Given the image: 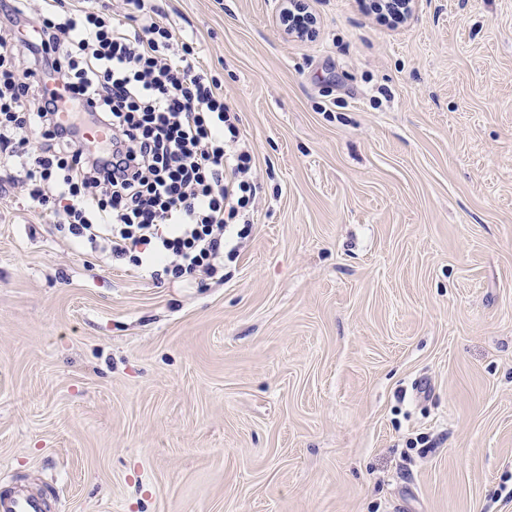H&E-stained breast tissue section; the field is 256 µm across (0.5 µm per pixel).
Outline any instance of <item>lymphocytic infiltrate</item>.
Here are the masks:
<instances>
[{
  "instance_id": "lymphocytic-infiltrate-1",
  "label": "lymphocytic infiltrate",
  "mask_w": 512,
  "mask_h": 512,
  "mask_svg": "<svg viewBox=\"0 0 512 512\" xmlns=\"http://www.w3.org/2000/svg\"><path fill=\"white\" fill-rule=\"evenodd\" d=\"M31 2L0 0V188H21L32 213L91 251L216 276L258 190L220 82L148 0L107 13L42 0L34 27ZM71 104L77 120L61 123Z\"/></svg>"
}]
</instances>
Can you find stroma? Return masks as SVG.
Instances as JSON below:
<instances>
[{
  "mask_svg": "<svg viewBox=\"0 0 512 512\" xmlns=\"http://www.w3.org/2000/svg\"><path fill=\"white\" fill-rule=\"evenodd\" d=\"M260 184L223 278L0 194V493L49 512H512V0H156Z\"/></svg>",
  "mask_w": 512,
  "mask_h": 512,
  "instance_id": "35a3bbf8",
  "label": "stroma"
}]
</instances>
